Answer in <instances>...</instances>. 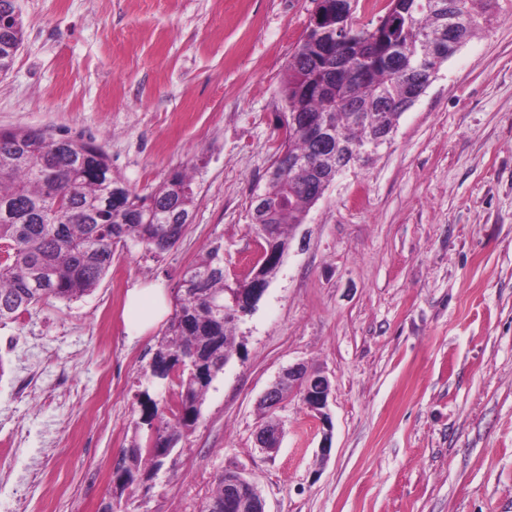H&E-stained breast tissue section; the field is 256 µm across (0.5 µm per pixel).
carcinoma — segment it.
I'll return each mask as SVG.
<instances>
[{"label": "carcinoma", "instance_id": "obj_1", "mask_svg": "<svg viewBox=\"0 0 512 512\" xmlns=\"http://www.w3.org/2000/svg\"><path fill=\"white\" fill-rule=\"evenodd\" d=\"M455 0H388L377 24H358L331 5L321 32L308 33L288 61L282 88L288 125L275 148L264 189L249 202L252 223L267 231L266 249L281 255L289 229L319 200L323 183L350 169L345 154L370 130L355 119L364 113L389 129L424 94L456 50L448 38V14ZM469 40L493 0H464ZM24 40L21 19L0 24V73H6ZM192 179L175 171L141 195L112 177L105 151L70 138L51 139L28 129H0V323L16 320L49 299L72 301L91 292L112 267L115 246L130 240L160 254L181 238L193 216ZM247 282L231 287L224 278V246L209 245L186 273L175 316L156 341L150 377L177 387V400L145 420L146 445L135 441L115 476L141 478V464L158 470L183 434L195 426L204 396L233 348V329L243 316L232 298ZM158 424H153V421ZM219 477L204 512L224 510Z\"/></svg>", "mask_w": 512, "mask_h": 512}]
</instances>
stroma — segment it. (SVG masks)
Returning a JSON list of instances; mask_svg holds the SVG:
<instances>
[{
    "label": "stroma",
    "instance_id": "obj_1",
    "mask_svg": "<svg viewBox=\"0 0 512 512\" xmlns=\"http://www.w3.org/2000/svg\"><path fill=\"white\" fill-rule=\"evenodd\" d=\"M25 38L0 76V129L102 146L144 194L194 177V216L154 256L117 247L97 287L0 326L23 343L0 386L10 512H202L239 471L266 512H512V0L444 62L371 161L336 178L157 472L116 491L138 380L165 331L129 338L126 294L175 302L203 247L246 278L249 198L283 136L288 59L312 0H16ZM297 363L332 384L331 429L298 395L260 406ZM277 450L256 443L271 420Z\"/></svg>",
    "mask_w": 512,
    "mask_h": 512
}]
</instances>
